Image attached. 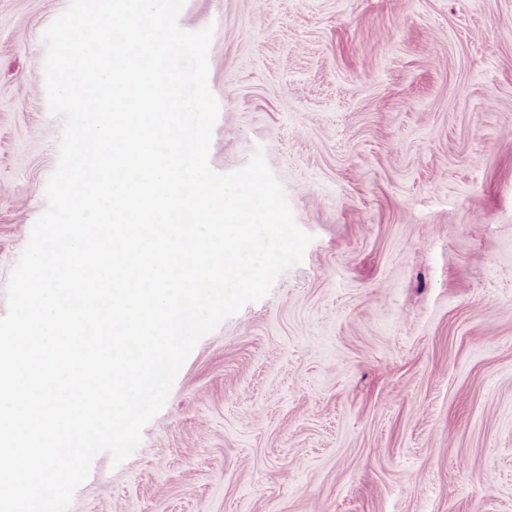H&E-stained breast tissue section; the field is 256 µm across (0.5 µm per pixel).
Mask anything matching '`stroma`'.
Here are the masks:
<instances>
[{
	"mask_svg": "<svg viewBox=\"0 0 512 512\" xmlns=\"http://www.w3.org/2000/svg\"><path fill=\"white\" fill-rule=\"evenodd\" d=\"M0 0V316L61 124ZM210 164L263 148L302 263L194 348L70 512H512V0H186Z\"/></svg>",
	"mask_w": 512,
	"mask_h": 512,
	"instance_id": "stroma-1",
	"label": "stroma"
}]
</instances>
